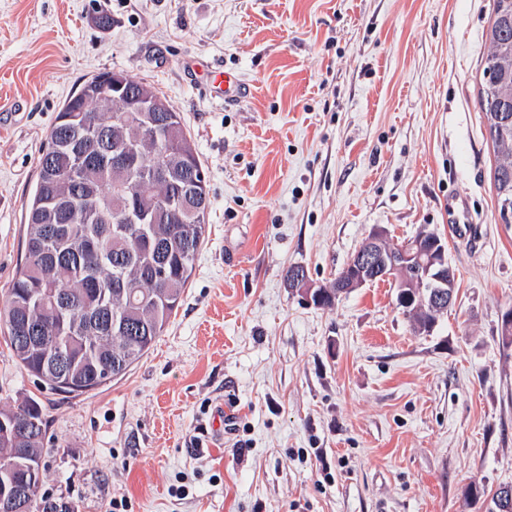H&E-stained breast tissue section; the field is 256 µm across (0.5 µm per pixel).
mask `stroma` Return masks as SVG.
<instances>
[{"label":"stroma","mask_w":512,"mask_h":512,"mask_svg":"<svg viewBox=\"0 0 512 512\" xmlns=\"http://www.w3.org/2000/svg\"><path fill=\"white\" fill-rule=\"evenodd\" d=\"M492 0H0V299L55 116L85 78L154 85L209 191L206 240L162 336L74 396L0 330V404L46 419L41 496L69 512H485L512 484V224L479 110ZM110 16L101 27L99 15ZM249 86L212 93L208 66ZM448 245L456 299L415 335L390 281L330 308L375 228ZM245 452H238L239 443Z\"/></svg>","instance_id":"1"}]
</instances>
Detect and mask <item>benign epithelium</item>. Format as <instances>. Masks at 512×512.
I'll list each match as a JSON object with an SVG mask.
<instances>
[{"mask_svg":"<svg viewBox=\"0 0 512 512\" xmlns=\"http://www.w3.org/2000/svg\"><path fill=\"white\" fill-rule=\"evenodd\" d=\"M429 243L431 247L423 252L416 249L415 244L407 243L393 255L386 251V231L382 228L374 230L347 264L337 284L339 293L347 294L379 278H387L402 288L397 294V305L401 308L418 307L426 299L433 304L445 302L448 300V280L451 279L447 247L436 234ZM294 270L298 271V276L293 281V288L306 303L313 304L317 284L309 279L305 268L296 266ZM26 506L27 494L19 489L0 495V512H24Z\"/></svg>","mask_w":512,"mask_h":512,"instance_id":"benign-epithelium-1","label":"benign epithelium"}]
</instances>
